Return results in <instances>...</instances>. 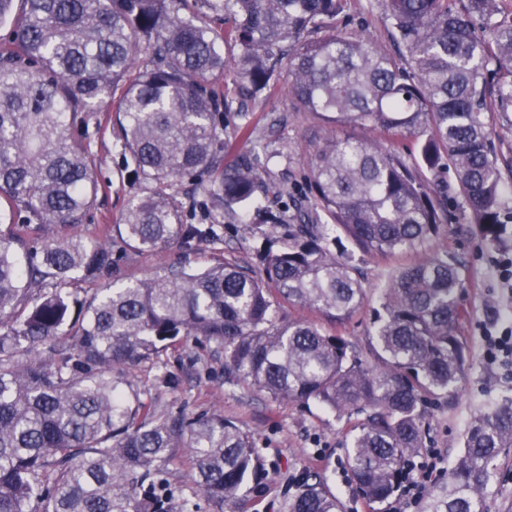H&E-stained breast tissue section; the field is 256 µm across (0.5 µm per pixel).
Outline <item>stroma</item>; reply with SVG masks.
I'll list each match as a JSON object with an SVG mask.
<instances>
[{
    "label": "stroma",
    "mask_w": 512,
    "mask_h": 512,
    "mask_svg": "<svg viewBox=\"0 0 512 512\" xmlns=\"http://www.w3.org/2000/svg\"><path fill=\"white\" fill-rule=\"evenodd\" d=\"M345 13L352 20L351 32L367 34L378 48L391 50V36L379 0H347ZM248 119L250 141L277 153L265 179L280 186L281 191L269 197L266 204L291 216L293 200L311 195V159L316 145L339 136L340 130L304 111L282 90L259 100ZM114 121V108L105 107L85 116L73 131L98 166L97 201L86 223L79 227L89 239L100 237L105 225L119 223L129 196L136 190L123 168ZM239 123L236 112L225 113V152L245 148L250 142L239 139ZM447 193L448 222L436 238L415 251L389 256L354 252L353 260L364 272L366 299L351 318L335 323L307 308L285 302L278 305L283 319H306L327 334L347 337L369 362L373 359L372 311L378 307V296L391 273L434 252L450 251L460 259L464 275L461 303L467 315L458 332L469 350L470 367L459 380L454 397L438 396L425 408L424 446L439 452L443 471L412 504L410 512H432V504L445 496L447 471L478 411L512 402V373L487 360L484 341L489 323L501 329L512 326V288L503 284L495 265L496 259L512 258V242L491 245L476 237L471 213L456 187H448ZM223 224L221 240L200 242L188 257L175 243L130 253L121 265L124 279L161 275L185 258L196 268L230 263L259 270L256 249L263 234L272 232V225L260 224L238 212L225 214ZM132 378L160 413L220 414L254 438L265 474L244 490L247 512H287V498L297 482L314 473L325 476L326 487L339 500L341 512H391L390 504L377 505L363 497L353 481L346 445L357 416L338 418L314 405L273 401L240 383L227 381L223 354L190 338L163 355L159 364L139 366Z\"/></svg>",
    "instance_id": "1"
}]
</instances>
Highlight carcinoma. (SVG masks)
<instances>
[{
    "label": "carcinoma",
    "mask_w": 512,
    "mask_h": 512,
    "mask_svg": "<svg viewBox=\"0 0 512 512\" xmlns=\"http://www.w3.org/2000/svg\"><path fill=\"white\" fill-rule=\"evenodd\" d=\"M346 0H0V221L19 217L55 238L0 236V512H198L166 478L185 449L196 485L222 512L262 464L253 437L219 415L159 416L128 373L192 337L224 353V375L272 400L363 416L347 448L354 482L388 502L423 447L422 410L452 396L467 366L457 326L462 267L433 254L392 274L364 361L345 337L284 322L277 300L342 321L365 302L352 256L414 250L448 220L425 173L454 172L482 240L497 243L502 172L487 113L512 112V7L505 0H381L397 54L345 31ZM232 70L237 108L286 86L336 127L416 136L412 167L382 143L343 137L317 145L313 206L268 237L263 276L222 264H183L120 287L124 254L219 240L226 209L261 206L272 156L224 160L229 104L214 77ZM147 59L133 79L136 55ZM120 146L140 191L104 240L76 231L97 197L95 162L70 131L118 85ZM206 198L208 224H186L170 189ZM326 214L324 224L320 214ZM104 282L80 298L56 287ZM512 449V404L473 417L435 512H484L493 465ZM288 512H340L319 475L296 486Z\"/></svg>",
    "instance_id": "obj_1"
}]
</instances>
